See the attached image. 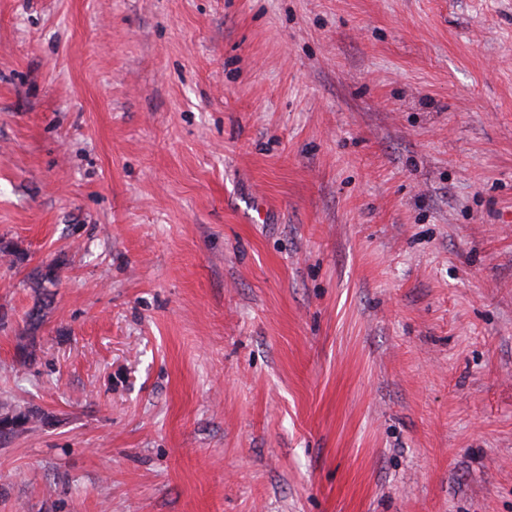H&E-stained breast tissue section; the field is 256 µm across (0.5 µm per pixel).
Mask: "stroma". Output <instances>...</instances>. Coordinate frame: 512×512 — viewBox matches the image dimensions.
<instances>
[{
    "mask_svg": "<svg viewBox=\"0 0 512 512\" xmlns=\"http://www.w3.org/2000/svg\"><path fill=\"white\" fill-rule=\"evenodd\" d=\"M6 409L0 512H512V0H0Z\"/></svg>",
    "mask_w": 512,
    "mask_h": 512,
    "instance_id": "1",
    "label": "stroma"
}]
</instances>
